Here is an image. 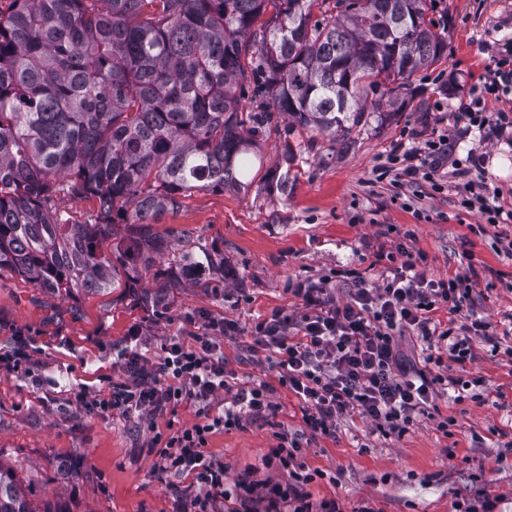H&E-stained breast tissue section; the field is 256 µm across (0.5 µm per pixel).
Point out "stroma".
I'll return each mask as SVG.
<instances>
[{
	"label": "stroma",
	"mask_w": 512,
	"mask_h": 512,
	"mask_svg": "<svg viewBox=\"0 0 512 512\" xmlns=\"http://www.w3.org/2000/svg\"><path fill=\"white\" fill-rule=\"evenodd\" d=\"M448 24V48L431 68L413 75L402 98L347 139L332 140L274 117L255 151L249 190H194L180 207L159 216L151 230L181 232L197 261L212 258L203 285L191 284L168 259L161 277L133 288L81 291L58 298L10 270L0 271V349L30 340L33 375L0 371V462L14 467L24 491L44 512H177L191 494L188 479L157 475L152 430L203 422L197 405L153 422L138 416H89L69 401L71 389L89 394L124 380L122 350L132 327L158 359L166 339L188 336L185 318L204 314L234 320L236 338H219L228 371L239 382L266 383L279 406L273 417H248L218 429L206 454L223 462L224 483H287V472L266 459L281 434L301 435L302 461L321 478L306 485L313 503L340 512H476L487 501L512 512V256L496 247L512 238V225L484 223L459 204V171L486 182L500 204L512 208V132L489 141L463 135L445 160L433 191L417 180L403 189L376 181L373 169L408 130L430 138L440 119L462 113L494 58L512 44V0H436L427 14ZM295 160L286 164L285 147ZM288 174L286 189L271 186ZM404 249L431 279L474 268L478 284L462 313L433 311L435 321L485 319L500 349L473 340L471 361L452 366L453 377L477 380V398L438 393L432 416L418 417L402 436L381 433L358 414L344 418L332 437L306 432L300 400L277 380L270 363L257 364L244 349L256 322L301 305L298 284L331 277L332 297L346 301L355 276L381 284L390 252ZM451 417L450 433L437 427Z\"/></svg>",
	"instance_id": "stroma-1"
}]
</instances>
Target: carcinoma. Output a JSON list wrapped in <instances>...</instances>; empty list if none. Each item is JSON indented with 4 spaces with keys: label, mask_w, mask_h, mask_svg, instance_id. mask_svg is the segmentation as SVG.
Masks as SVG:
<instances>
[{
    "label": "carcinoma",
    "mask_w": 512,
    "mask_h": 512,
    "mask_svg": "<svg viewBox=\"0 0 512 512\" xmlns=\"http://www.w3.org/2000/svg\"><path fill=\"white\" fill-rule=\"evenodd\" d=\"M331 14L313 20L316 3ZM429 0H12L0 10V271L57 297L133 287L168 252L143 232L194 190L247 189L273 114L348 138L448 47ZM269 19L256 23L264 15ZM254 63L252 75L242 63ZM254 77L268 100L239 111ZM99 201L91 223L57 196ZM135 232L107 255L120 225ZM0 512H38L0 462Z\"/></svg>",
    "instance_id": "1"
}]
</instances>
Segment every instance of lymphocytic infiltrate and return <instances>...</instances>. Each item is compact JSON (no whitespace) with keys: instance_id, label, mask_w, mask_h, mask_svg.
Segmentation results:
<instances>
[{"instance_id":"f902f5d3","label":"lymphocytic infiltrate","mask_w":512,"mask_h":512,"mask_svg":"<svg viewBox=\"0 0 512 512\" xmlns=\"http://www.w3.org/2000/svg\"><path fill=\"white\" fill-rule=\"evenodd\" d=\"M453 128L436 131L417 141L414 135L396 144L383 164L375 168L377 180L422 178L441 190L436 178L441 162L454 153ZM476 285L473 272L448 279H429L412 260L390 269L378 287L356 279L345 302L329 299L323 283L296 288L300 311L272 313L253 330L251 352H270L279 369L278 382L304 405V423L314 435L331 437L339 421L356 413L375 423L382 432L405 434L418 416L434 407L440 385L468 390V381L432 374V366L449 360L463 364L472 357L471 343L479 339L498 346L488 322L468 318L461 325H437L431 313L436 306L449 313L462 310ZM232 337L239 327L231 320H208L193 333L191 343L173 338L161 347L159 361H150L138 347L123 353L126 379L104 394L77 391L72 403L90 415L122 416L138 413L150 418L183 404H211L217 392L233 398L220 415L192 427L169 433L155 432L151 447L158 453L157 468L190 478L195 493L190 512H215L218 500L233 501L231 512H337L335 506L314 507L304 491L316 474L305 468L298 439L281 437L269 467L287 472L288 484H271L262 501H255L250 487L234 493L224 486L223 463L208 459L204 449L218 428L239 426L244 417L275 415L272 389L264 383L239 388L229 381L224 358L218 355L216 334ZM409 335L424 346L422 365L401 360L397 342Z\"/></svg>"}]
</instances>
